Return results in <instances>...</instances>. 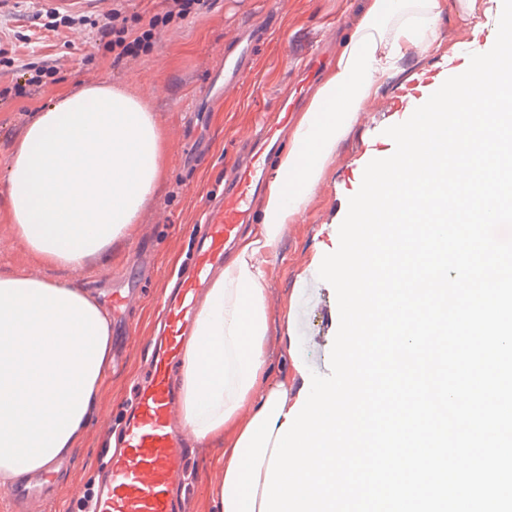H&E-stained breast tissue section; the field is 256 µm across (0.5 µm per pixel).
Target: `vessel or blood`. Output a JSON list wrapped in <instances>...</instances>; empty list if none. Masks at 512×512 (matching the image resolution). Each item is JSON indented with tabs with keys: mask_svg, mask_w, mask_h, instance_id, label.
Listing matches in <instances>:
<instances>
[{
	"mask_svg": "<svg viewBox=\"0 0 512 512\" xmlns=\"http://www.w3.org/2000/svg\"><path fill=\"white\" fill-rule=\"evenodd\" d=\"M273 32L252 22L224 48V91L232 93L250 68L254 51ZM415 89L385 100L372 99L367 111L378 117L408 120L419 106ZM278 147L274 127L246 136L230 178L224 181L220 203L209 208L206 221L186 258V270L163 301L161 346L152 353L151 368L131 402L132 414L122 427L123 449L113 455L108 475L88 512H169V492L183 475L188 442L177 425L175 370L181 360V340L189 332L198 297L243 225L254 223L255 204L269 170L267 161Z\"/></svg>",
	"mask_w": 512,
	"mask_h": 512,
	"instance_id": "obj_1",
	"label": "vessel or blood"
}]
</instances>
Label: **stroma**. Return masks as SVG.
<instances>
[{"label": "stroma", "mask_w": 512, "mask_h": 512, "mask_svg": "<svg viewBox=\"0 0 512 512\" xmlns=\"http://www.w3.org/2000/svg\"><path fill=\"white\" fill-rule=\"evenodd\" d=\"M361 0H280L276 34L257 50L251 69L234 94L225 95L224 42L243 23L260 16L266 0H207L183 19L170 21L152 51L125 58L119 64L102 59L86 64L90 27L46 30L61 19L60 10L40 0H10L0 13V37L13 45L0 55V270L80 282L104 303L114 291L138 290L140 298L126 312L112 316L115 356L97 404L94 423L80 448L52 476L36 474L48 484L46 495L28 512H81L85 497L97 488L118 439V428L141 380L156 341L159 305L166 286L188 252L205 201L221 192L224 166L236 138L273 111L279 94L312 52L325 30L357 24ZM496 37L493 19L459 18L445 13L438 38L429 52L405 58L384 77L378 93L392 97L421 82L446 75V66L466 58L470 45H490ZM56 59V82L29 98L9 93L24 64L44 56ZM108 79L139 98L168 134V171L153 199L142 210L130 241L112 247V259L83 270L46 266L31 259L5 219L6 167L12 144L21 137L30 115L67 89ZM390 118H366L354 124L330 158L323 176L295 223L288 225L277 259L265 283L269 330L267 355L272 371L299 362L304 371L317 370L329 360L339 326L335 291L318 280L323 257L339 245V219L348 199L359 190L366 165L389 153L395 144L386 136ZM336 213L337 223L326 221ZM319 282L320 301L310 308L306 323L298 312L311 282ZM217 442L191 441L185 458L186 484L176 512H209L210 490L216 479L211 466L220 450Z\"/></svg>", "instance_id": "stroma-1"}]
</instances>
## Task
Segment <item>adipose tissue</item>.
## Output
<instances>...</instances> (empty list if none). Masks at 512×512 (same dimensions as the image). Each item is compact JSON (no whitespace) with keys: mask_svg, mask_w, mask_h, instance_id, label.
Wrapping results in <instances>:
<instances>
[{"mask_svg":"<svg viewBox=\"0 0 512 512\" xmlns=\"http://www.w3.org/2000/svg\"><path fill=\"white\" fill-rule=\"evenodd\" d=\"M476 0H365L307 108L288 131L262 222L236 243L199 305L177 376L180 418L225 441L212 512H260L277 433L299 399L271 376L264 282L286 226L318 185L381 77L431 48L448 8ZM167 173L165 133L138 98L104 80L33 113L7 163V216L38 262L79 269L130 239ZM112 365V318L69 280L0 272V487L71 455Z\"/></svg>","mask_w":512,"mask_h":512,"instance_id":"obj_1","label":"adipose tissue"}]
</instances>
